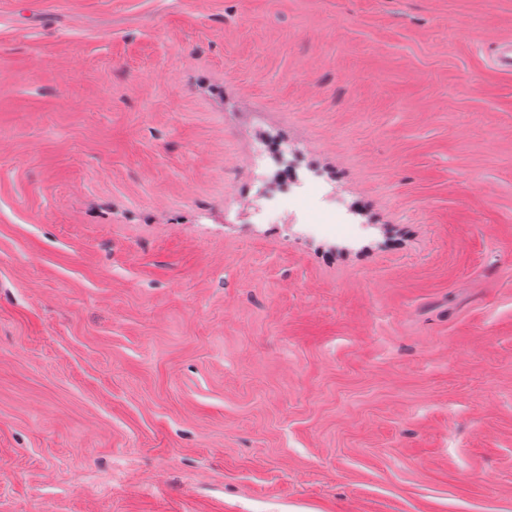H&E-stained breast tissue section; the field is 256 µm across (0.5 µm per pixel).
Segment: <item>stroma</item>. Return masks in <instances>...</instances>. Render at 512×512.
<instances>
[{
    "instance_id": "obj_1",
    "label": "stroma",
    "mask_w": 512,
    "mask_h": 512,
    "mask_svg": "<svg viewBox=\"0 0 512 512\" xmlns=\"http://www.w3.org/2000/svg\"><path fill=\"white\" fill-rule=\"evenodd\" d=\"M509 33L0 0V512H512ZM290 165L335 234L257 216Z\"/></svg>"
}]
</instances>
